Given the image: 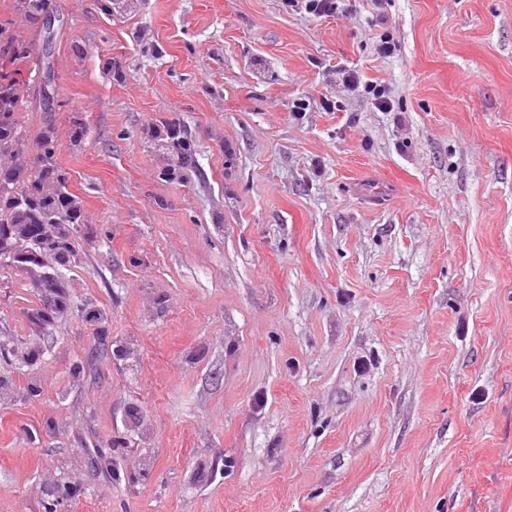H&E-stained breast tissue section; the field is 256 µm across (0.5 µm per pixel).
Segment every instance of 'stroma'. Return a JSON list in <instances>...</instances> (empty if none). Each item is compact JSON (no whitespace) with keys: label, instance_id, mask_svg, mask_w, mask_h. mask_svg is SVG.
<instances>
[{"label":"stroma","instance_id":"35a3bbf8","mask_svg":"<svg viewBox=\"0 0 512 512\" xmlns=\"http://www.w3.org/2000/svg\"><path fill=\"white\" fill-rule=\"evenodd\" d=\"M12 41L10 164L53 141L81 212L0 256V512H512V0H0Z\"/></svg>","mask_w":512,"mask_h":512}]
</instances>
